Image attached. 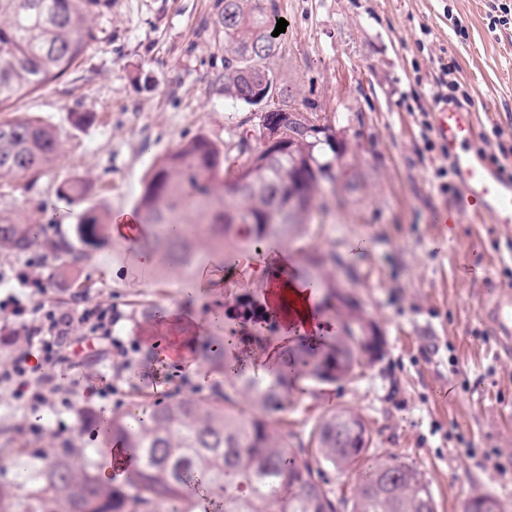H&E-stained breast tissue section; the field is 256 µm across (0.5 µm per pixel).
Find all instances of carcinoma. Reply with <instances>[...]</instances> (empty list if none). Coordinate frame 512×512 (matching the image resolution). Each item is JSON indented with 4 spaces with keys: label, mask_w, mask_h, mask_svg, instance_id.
Instances as JSON below:
<instances>
[{
    "label": "carcinoma",
    "mask_w": 512,
    "mask_h": 512,
    "mask_svg": "<svg viewBox=\"0 0 512 512\" xmlns=\"http://www.w3.org/2000/svg\"><path fill=\"white\" fill-rule=\"evenodd\" d=\"M102 0H0V110L62 78L94 38L93 7ZM276 5L264 0H221L212 21L214 44L224 52V70L215 81L224 96L249 106L265 91L246 75L273 70L279 49ZM330 143L307 137L265 155L244 152L238 143L223 150L207 137L183 141L158 159L144 179L136 202L149 227L143 247L163 270L184 278L200 260V246L224 254L227 266L238 255L263 245L297 241V278L315 288L318 314L336 322L329 336L295 338L264 375L248 369L235 337H209L202 360L224 370V383L210 392L178 393L144 409L112 414L107 435L135 458L119 481L106 484L97 462L75 448L47 453L33 476L0 485V512H194L205 491L224 512H437L419 466L395 453L371 454L365 417L351 408L322 412L307 435L288 433V420L273 423L285 410L292 386L315 393L346 380L362 358L372 360L361 322L367 319L342 291L336 270L347 259L325 253L312 242L314 208L329 209L324 184L335 183L316 151ZM62 153L57 128L25 115L0 121V177H17L53 166ZM66 204L86 198L84 186L69 181L57 188ZM64 214L40 208L24 221L0 212V250L32 252L48 227ZM105 212L87 207L76 216L72 236L51 244L66 292L88 289L87 280L68 269L75 252L101 244ZM354 473L349 497L337 495L327 471ZM463 512H502L489 493L470 497Z\"/></svg>",
    "instance_id": "1"
}]
</instances>
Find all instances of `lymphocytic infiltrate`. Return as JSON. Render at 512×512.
Here are the masks:
<instances>
[{"label": "lymphocytic infiltrate", "mask_w": 512, "mask_h": 512, "mask_svg": "<svg viewBox=\"0 0 512 512\" xmlns=\"http://www.w3.org/2000/svg\"><path fill=\"white\" fill-rule=\"evenodd\" d=\"M51 276L43 264L27 263L12 273L0 271V335L14 349L0 363V389L20 407L39 412L70 405L79 392L111 393L113 377L104 371L82 372L76 363L84 348L112 345L127 372H139L154 386L170 383L167 364L151 355L135 361L113 330L120 314L106 302L76 308L46 301Z\"/></svg>", "instance_id": "lymphocytic-infiltrate-1"}]
</instances>
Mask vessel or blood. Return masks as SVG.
<instances>
[{
	"label": "vessel or blood",
	"instance_id": "1",
	"mask_svg": "<svg viewBox=\"0 0 512 512\" xmlns=\"http://www.w3.org/2000/svg\"><path fill=\"white\" fill-rule=\"evenodd\" d=\"M433 134L453 164L464 211L493 224H512V179L474 149L477 132L472 112L454 105L439 106L434 114ZM483 309L494 321L501 350L512 351V302L492 289Z\"/></svg>",
	"mask_w": 512,
	"mask_h": 512
}]
</instances>
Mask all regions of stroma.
<instances>
[{"instance_id": "obj_1", "label": "stroma", "mask_w": 512, "mask_h": 512, "mask_svg": "<svg viewBox=\"0 0 512 512\" xmlns=\"http://www.w3.org/2000/svg\"><path fill=\"white\" fill-rule=\"evenodd\" d=\"M288 26L270 66L291 101L314 112L336 141L334 191L340 210L313 213L318 244L356 258L358 280L346 283L386 341L383 358L364 362L352 378L316 393H295L287 417L307 432L324 409L350 407L367 420L377 452L416 462L438 512H461L470 496L494 492L512 512V357L498 354L497 335L482 316L487 282L512 297V224L461 219L455 232L434 224L443 208L459 209V186L441 192L440 148H427L423 122L433 121L430 96L437 57H454L468 88L478 135L501 129L512 140V27L489 30L491 0H275ZM218 0H106L91 17L94 38L71 72L0 110V117L41 118L57 127L64 153L47 171L0 178V210L26 218L52 209L56 190L80 180L87 201L108 217L134 209L157 157L197 135L217 146L249 126L247 107L225 99L214 76L222 68L210 24ZM79 267L91 283L86 298L121 313L115 334L150 347L154 338L192 337L187 358L173 361L178 392L209 391L223 374L206 370L198 350L224 330L248 337L264 325L231 318L240 298L261 299L258 282L239 272L221 282L224 257L204 252L194 278L214 288L188 290L177 276H159L133 241L107 234ZM154 317L144 319L141 306ZM160 393L118 381L106 399L80 397L92 419L65 409L43 411L34 435L25 412L0 392V429L27 465L40 450L61 447L82 432L83 451L106 465L107 441L94 416L160 400Z\"/></svg>"}]
</instances>
